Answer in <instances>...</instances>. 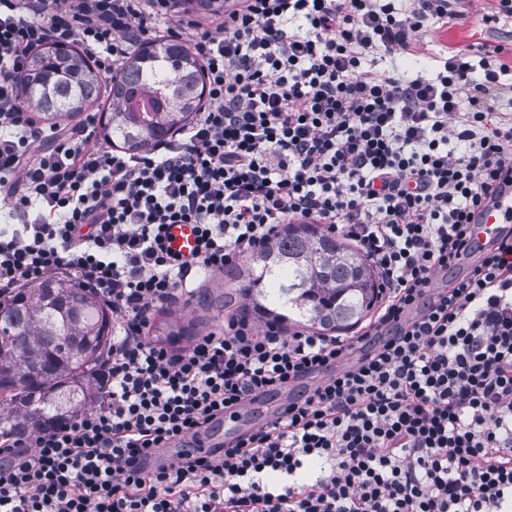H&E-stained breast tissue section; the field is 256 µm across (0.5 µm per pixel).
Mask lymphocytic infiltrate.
<instances>
[{
  "label": "lymphocytic infiltrate",
  "instance_id": "1",
  "mask_svg": "<svg viewBox=\"0 0 512 512\" xmlns=\"http://www.w3.org/2000/svg\"><path fill=\"white\" fill-rule=\"evenodd\" d=\"M461 5L228 0L217 31L176 32L206 105L127 157L95 141L93 117L37 126L20 77L48 41L111 72L174 0H0V300L67 274L112 309L104 400L29 439L0 432V512H512V238L432 281L470 256L475 214L512 179V113L490 96L506 49L454 50L431 79L372 63ZM293 219L376 270L380 314L359 336L285 337L244 314L187 350L143 336L154 304ZM173 224L193 225L191 253L168 245ZM282 393L279 417L162 459Z\"/></svg>",
  "mask_w": 512,
  "mask_h": 512
}]
</instances>
